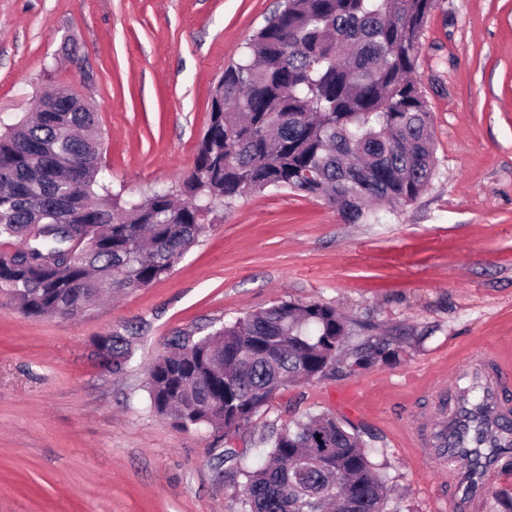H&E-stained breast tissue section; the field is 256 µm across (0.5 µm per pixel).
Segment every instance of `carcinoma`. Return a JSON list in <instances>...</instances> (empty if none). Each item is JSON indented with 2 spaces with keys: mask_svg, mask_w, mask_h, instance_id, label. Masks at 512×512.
<instances>
[{
  "mask_svg": "<svg viewBox=\"0 0 512 512\" xmlns=\"http://www.w3.org/2000/svg\"><path fill=\"white\" fill-rule=\"evenodd\" d=\"M436 0H285L224 68L193 170L174 189L112 191L94 112L80 98L50 111L0 115V291L33 318L64 317L106 294L147 287L242 193L316 197L346 224L379 221L372 206H405L435 173L432 116L411 74ZM91 235L94 247L74 253ZM351 323L320 301L281 300L206 336L181 334L149 370V408L184 430L224 439L290 382L388 363L399 336L344 350ZM133 334L101 345L122 373ZM266 461L238 467L239 512H384V482L359 434L330 414L271 430Z\"/></svg>",
  "mask_w": 512,
  "mask_h": 512,
  "instance_id": "cac0c4a2",
  "label": "carcinoma"
}]
</instances>
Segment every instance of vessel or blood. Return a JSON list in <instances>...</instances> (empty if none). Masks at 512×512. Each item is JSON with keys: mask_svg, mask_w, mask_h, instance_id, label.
I'll list each match as a JSON object with an SVG mask.
<instances>
[{"mask_svg": "<svg viewBox=\"0 0 512 512\" xmlns=\"http://www.w3.org/2000/svg\"><path fill=\"white\" fill-rule=\"evenodd\" d=\"M499 349L474 351L454 385L456 402L449 416L415 415L403 438L420 459L449 463L434 497L435 512H487L490 478L499 457L512 449V375Z\"/></svg>", "mask_w": 512, "mask_h": 512, "instance_id": "b4317fda", "label": "vessel or blood"}]
</instances>
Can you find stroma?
Masks as SVG:
<instances>
[{
    "instance_id": "obj_1",
    "label": "stroma",
    "mask_w": 512,
    "mask_h": 512,
    "mask_svg": "<svg viewBox=\"0 0 512 512\" xmlns=\"http://www.w3.org/2000/svg\"><path fill=\"white\" fill-rule=\"evenodd\" d=\"M282 0H0V113L77 91L96 113L112 187L173 186L194 167L212 89ZM416 78L436 172L414 203L346 224L289 190L239 197L166 278L70 319L31 318L0 291V512H237L274 427L327 413L366 442L386 512H433L436 473L396 436L448 411L481 345L512 349V0H438ZM287 299L353 319L347 347L402 336L397 362L293 384L232 441L148 407L147 370L171 336L203 335ZM142 325L122 374L93 342ZM357 384L366 408L337 393Z\"/></svg>"
}]
</instances>
